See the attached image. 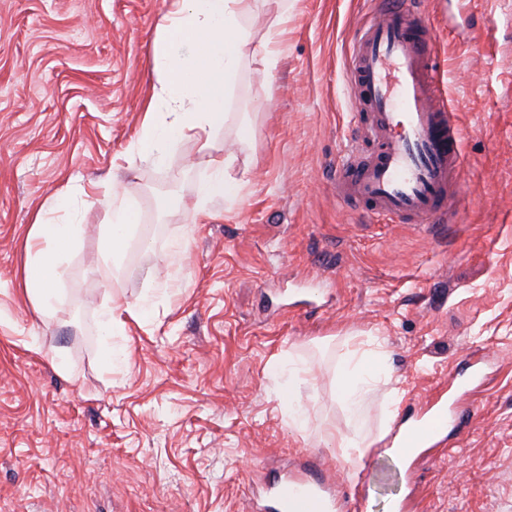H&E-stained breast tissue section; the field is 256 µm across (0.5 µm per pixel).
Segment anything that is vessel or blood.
<instances>
[{"label":"vessel or blood","mask_w":512,"mask_h":512,"mask_svg":"<svg viewBox=\"0 0 512 512\" xmlns=\"http://www.w3.org/2000/svg\"><path fill=\"white\" fill-rule=\"evenodd\" d=\"M353 103L373 152L352 142L336 166L338 199L387 222L432 229L450 222L463 191L460 128L437 87L428 26L417 0H378L361 23L347 57ZM448 424L446 403L410 423L399 451L439 436ZM273 512H315L326 504L324 486L280 476L268 490Z\"/></svg>","instance_id":"1"}]
</instances>
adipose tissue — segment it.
Segmentation results:
<instances>
[{
  "label": "adipose tissue",
  "mask_w": 512,
  "mask_h": 512,
  "mask_svg": "<svg viewBox=\"0 0 512 512\" xmlns=\"http://www.w3.org/2000/svg\"><path fill=\"white\" fill-rule=\"evenodd\" d=\"M258 0H168L163 23L155 40L156 68L152 94L144 105L141 134L132 144L127 163L149 157L164 162L185 140H195L207 155L208 174L200 181L188 210L193 217L209 216L211 202L224 196L238 181L232 176V156L213 157L215 137L226 122L225 108L231 86L244 62L261 66L267 83L277 79L276 41L288 21V0H266L275 12L274 25L262 44H254L246 26ZM192 46L191 55H180V46ZM93 198L108 217L102 247L119 257L137 222V210L116 187L102 183L92 187ZM69 212L66 223L36 218L28 233L25 290L41 308L52 307L55 286L61 277L58 258L82 232L81 215L71 200H63ZM389 370L382 352L349 343L338 363L336 398L350 420L347 430H330L326 441L339 449L351 473L373 448L383 443L392 427L383 424L373 435L362 434L355 424L364 400L380 375Z\"/></svg>",
  "instance_id": "1"
}]
</instances>
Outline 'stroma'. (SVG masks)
Segmentation results:
<instances>
[{
    "label": "stroma",
    "instance_id": "35a3bbf8",
    "mask_svg": "<svg viewBox=\"0 0 512 512\" xmlns=\"http://www.w3.org/2000/svg\"><path fill=\"white\" fill-rule=\"evenodd\" d=\"M373 6L297 0L274 86L245 64L214 149L234 152L240 183L212 218L182 207L206 174L194 140L164 165L137 159L120 189L139 221L115 263L79 190L111 180L138 137L167 2L0 0V512H262L263 481L287 471L328 483L337 512H512V0H420L462 128L457 221L431 234L332 190L360 126L346 57ZM69 195L82 233L45 311L23 291L24 241L36 213L63 221ZM113 297L153 313L104 336ZM348 338L390 366L364 433L388 405L426 411L477 359L468 426L406 462L373 449L350 480L325 439L346 425ZM108 344L124 357L110 371ZM306 364L300 429L282 391Z\"/></svg>",
    "mask_w": 512,
    "mask_h": 512
}]
</instances>
